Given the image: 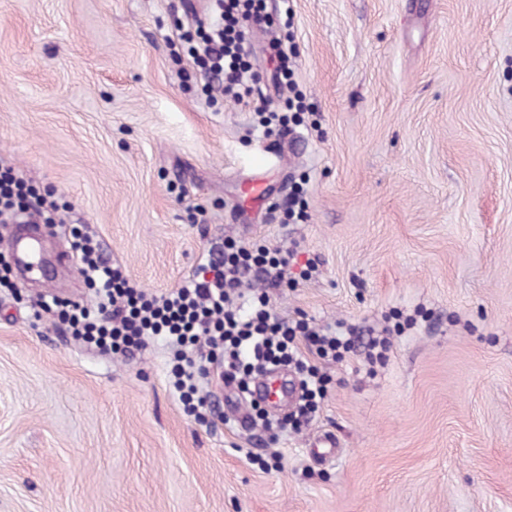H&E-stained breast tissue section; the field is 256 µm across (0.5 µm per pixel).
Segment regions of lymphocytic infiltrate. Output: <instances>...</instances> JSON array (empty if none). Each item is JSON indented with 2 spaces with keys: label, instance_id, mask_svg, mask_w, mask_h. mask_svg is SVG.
<instances>
[{
  "label": "lymphocytic infiltrate",
  "instance_id": "1",
  "mask_svg": "<svg viewBox=\"0 0 512 512\" xmlns=\"http://www.w3.org/2000/svg\"><path fill=\"white\" fill-rule=\"evenodd\" d=\"M255 0H212L206 25L184 32L187 53L221 95L250 104L255 75L244 58L243 20L253 16ZM31 212L52 223L46 199L15 176L0 170V218ZM72 248L81 258L80 272L96 289L93 306L62 305L61 323L89 344L114 351L144 347L160 336L174 350V387L191 410L210 405L200 389L211 378L245 392L271 365L294 367L303 403L283 419L264 418L265 429H300L326 398L328 376L308 361H339L351 347L355 330L346 323L320 327L307 319L273 313L271 291L308 281L317 273L314 260L299 262L298 246H247L232 241L210 249L209 276H195L161 296L131 286L123 267L103 260L89 233H75Z\"/></svg>",
  "mask_w": 512,
  "mask_h": 512
}]
</instances>
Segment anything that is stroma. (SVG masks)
<instances>
[{"instance_id": "35a3bbf8", "label": "stroma", "mask_w": 512, "mask_h": 512, "mask_svg": "<svg viewBox=\"0 0 512 512\" xmlns=\"http://www.w3.org/2000/svg\"><path fill=\"white\" fill-rule=\"evenodd\" d=\"M208 0H0V166L53 192L160 295L215 243H298L317 275L272 309L361 329L300 433L208 428L152 340L105 353L40 302L77 267L0 287V512H512V0H292L255 26L254 108L210 103L177 25ZM289 85L274 88L278 47ZM259 171L271 204L248 201ZM302 192L307 218L281 221ZM208 221H194L196 208ZM424 319L360 352L393 310ZM334 434L335 456L313 447Z\"/></svg>"}]
</instances>
